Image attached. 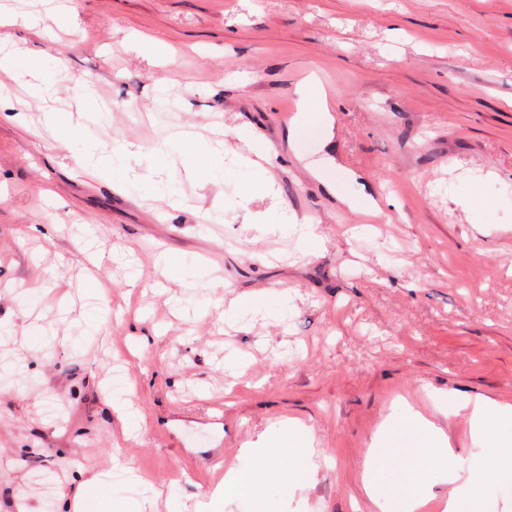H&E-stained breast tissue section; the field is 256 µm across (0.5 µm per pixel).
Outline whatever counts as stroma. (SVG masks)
Here are the masks:
<instances>
[{"label":"stroma","instance_id":"obj_1","mask_svg":"<svg viewBox=\"0 0 512 512\" xmlns=\"http://www.w3.org/2000/svg\"><path fill=\"white\" fill-rule=\"evenodd\" d=\"M70 5L43 32L12 28L38 77L0 96V512L42 467L61 512L113 459L191 506L217 484L213 455L239 465L291 418L331 461L293 501L267 486L270 512H379L362 463L406 405L470 457L466 416L428 393L512 402V0ZM142 33L172 62L133 48ZM312 76L333 138L292 144ZM222 127L227 146L238 128L270 145L274 195L243 172L187 178L184 155L164 172L179 207L86 169L92 141L148 149L184 129L206 144ZM336 172L339 194L322 179ZM366 194L380 215L343 202ZM283 208L316 225L314 253L251 222ZM282 291L284 321L225 322L232 299ZM233 349L249 358L238 378ZM113 374L134 384L137 439L102 392Z\"/></svg>","mask_w":512,"mask_h":512}]
</instances>
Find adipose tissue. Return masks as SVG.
Wrapping results in <instances>:
<instances>
[{
    "mask_svg": "<svg viewBox=\"0 0 512 512\" xmlns=\"http://www.w3.org/2000/svg\"><path fill=\"white\" fill-rule=\"evenodd\" d=\"M169 141L156 144L150 151L126 141L114 147L91 145L103 170L113 180L124 183L135 179L154 183V192L175 199L176 188L160 180L159 174L171 153ZM456 412L468 417L472 438L477 446L470 459L457 456L442 429L433 421L405 408L392 431L376 438L363 461V490L380 508L398 504L401 512H420L430 499H438L441 512H463V501L481 494V473L485 467H497L504 484L512 483V405L486 397L464 399L454 405ZM411 433L419 441L423 460L418 469L396 473L391 459L398 432ZM251 466H236L224 473L214 490L198 493L196 512H223L224 504L234 500L262 502L267 484H282L288 491L304 488L316 476L322 453L312 431L304 425L270 424L255 447L241 449ZM447 483L448 493L435 497L432 488ZM107 500L112 512H125L112 499V485L104 473L88 471L74 484L65 503L67 512H87L90 502Z\"/></svg>",
    "mask_w": 512,
    "mask_h": 512,
    "instance_id": "1",
    "label": "adipose tissue"
}]
</instances>
